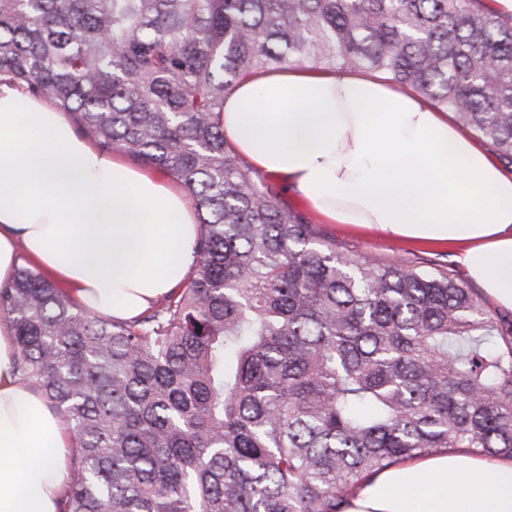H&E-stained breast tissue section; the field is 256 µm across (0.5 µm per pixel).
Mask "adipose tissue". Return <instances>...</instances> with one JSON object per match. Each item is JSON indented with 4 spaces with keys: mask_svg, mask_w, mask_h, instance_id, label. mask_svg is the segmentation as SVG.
Masks as SVG:
<instances>
[{
    "mask_svg": "<svg viewBox=\"0 0 512 512\" xmlns=\"http://www.w3.org/2000/svg\"><path fill=\"white\" fill-rule=\"evenodd\" d=\"M224 136L325 224L453 248L490 303L512 310V173L449 113L384 77L269 70L224 100ZM195 206L180 185L79 137L66 113L0 84V283L20 255L81 307L129 320L195 262ZM0 317V512H59L70 436L19 383ZM341 512H512V458L466 448L368 477Z\"/></svg>",
    "mask_w": 512,
    "mask_h": 512,
    "instance_id": "adipose-tissue-1",
    "label": "adipose tissue"
}]
</instances>
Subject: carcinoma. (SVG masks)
I'll list each match as a JSON object with an SVG mask.
<instances>
[{"instance_id": "1", "label": "carcinoma", "mask_w": 512, "mask_h": 512, "mask_svg": "<svg viewBox=\"0 0 512 512\" xmlns=\"http://www.w3.org/2000/svg\"><path fill=\"white\" fill-rule=\"evenodd\" d=\"M485 0H0V83L173 178L200 233L135 320L0 283L19 380L71 436L60 512H340L391 464L512 458V318L436 265L338 252L227 144L260 70L364 69L512 165V14Z\"/></svg>"}]
</instances>
